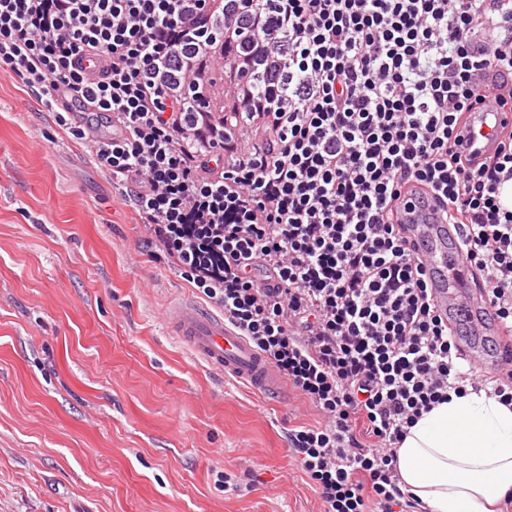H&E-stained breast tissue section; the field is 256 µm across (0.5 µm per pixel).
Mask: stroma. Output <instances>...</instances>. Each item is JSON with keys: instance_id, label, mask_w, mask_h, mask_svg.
Segmentation results:
<instances>
[{"instance_id": "1", "label": "stroma", "mask_w": 512, "mask_h": 512, "mask_svg": "<svg viewBox=\"0 0 512 512\" xmlns=\"http://www.w3.org/2000/svg\"><path fill=\"white\" fill-rule=\"evenodd\" d=\"M186 300L92 159L0 75V512H319L288 444L310 413L172 336Z\"/></svg>"}]
</instances>
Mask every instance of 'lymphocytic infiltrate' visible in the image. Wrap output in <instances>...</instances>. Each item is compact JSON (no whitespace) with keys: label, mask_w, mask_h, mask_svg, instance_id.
I'll return each instance as SVG.
<instances>
[{"label":"lymphocytic infiltrate","mask_w":512,"mask_h":512,"mask_svg":"<svg viewBox=\"0 0 512 512\" xmlns=\"http://www.w3.org/2000/svg\"><path fill=\"white\" fill-rule=\"evenodd\" d=\"M19 78L148 243L314 411L290 450L321 512H413L397 448L478 373L400 219L436 199L512 331V129L455 143L480 90L512 103V0H0Z\"/></svg>","instance_id":"f902f5d3"}]
</instances>
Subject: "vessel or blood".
Masks as SVG:
<instances>
[{
	"instance_id": "b4317fda",
	"label": "vessel or blood",
	"mask_w": 512,
	"mask_h": 512,
	"mask_svg": "<svg viewBox=\"0 0 512 512\" xmlns=\"http://www.w3.org/2000/svg\"><path fill=\"white\" fill-rule=\"evenodd\" d=\"M409 235L426 265L438 309L451 327L463 332L464 352L479 365L501 373L511 370L512 363L497 349L507 333L493 319L486 295L469 283L471 269L463 257L458 226L448 223L438 207L427 205ZM169 324L197 356L253 390L274 394L283 389L284 379L222 316L185 303L174 309Z\"/></svg>"
}]
</instances>
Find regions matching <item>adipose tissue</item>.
Wrapping results in <instances>:
<instances>
[{
	"instance_id": "adipose-tissue-1",
	"label": "adipose tissue",
	"mask_w": 512,
	"mask_h": 512,
	"mask_svg": "<svg viewBox=\"0 0 512 512\" xmlns=\"http://www.w3.org/2000/svg\"><path fill=\"white\" fill-rule=\"evenodd\" d=\"M397 468L428 512H487L512 493V408L473 392L435 405L409 428Z\"/></svg>"
}]
</instances>
